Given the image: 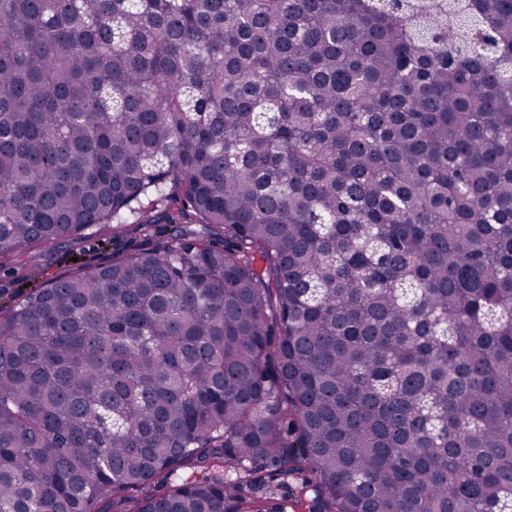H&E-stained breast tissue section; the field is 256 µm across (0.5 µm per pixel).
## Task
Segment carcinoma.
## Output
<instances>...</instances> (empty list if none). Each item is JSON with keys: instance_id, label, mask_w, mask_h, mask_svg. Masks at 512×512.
<instances>
[{"instance_id": "1", "label": "carcinoma", "mask_w": 512, "mask_h": 512, "mask_svg": "<svg viewBox=\"0 0 512 512\" xmlns=\"http://www.w3.org/2000/svg\"><path fill=\"white\" fill-rule=\"evenodd\" d=\"M0 0V512H512V0ZM311 493L275 495L288 480ZM93 256L102 261L112 257V232L97 226L78 233L58 248L44 252L40 266L31 267L25 257L3 262L0 264V307L18 303L47 278L70 272L79 262L70 261V258ZM25 284H28L27 288H24Z\"/></svg>"}]
</instances>
